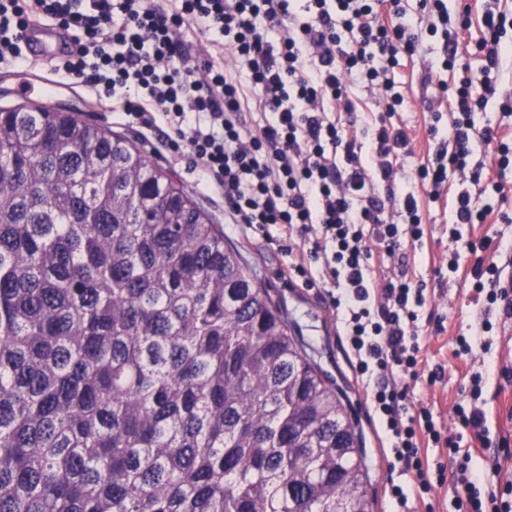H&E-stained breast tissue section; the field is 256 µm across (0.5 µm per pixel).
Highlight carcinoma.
Instances as JSON below:
<instances>
[{"mask_svg": "<svg viewBox=\"0 0 512 512\" xmlns=\"http://www.w3.org/2000/svg\"><path fill=\"white\" fill-rule=\"evenodd\" d=\"M0 183V512H371L335 385L173 174L30 103Z\"/></svg>", "mask_w": 512, "mask_h": 512, "instance_id": "cac0c4a2", "label": "carcinoma"}]
</instances>
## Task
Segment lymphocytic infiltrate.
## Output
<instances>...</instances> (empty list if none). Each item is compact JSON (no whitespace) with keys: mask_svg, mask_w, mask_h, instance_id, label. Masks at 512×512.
<instances>
[{"mask_svg":"<svg viewBox=\"0 0 512 512\" xmlns=\"http://www.w3.org/2000/svg\"><path fill=\"white\" fill-rule=\"evenodd\" d=\"M413 16L401 0H308L299 19L293 0H0V63L27 65L22 34L32 23L53 20L73 32V48L62 68L78 84L111 101L132 126L160 132L170 152L188 155L204 189L224 202L232 223L246 226L288 257L282 269L316 291L348 346L346 358L362 384L391 448L388 471L408 484L387 481L385 491L406 508L407 488L430 492L453 482L456 512H512V482L483 484L471 461L506 454L493 439L479 398L481 375L470 378L465 400L453 408L456 433L434 412L416 406L418 381L436 383L443 366H429L419 341L416 310L425 303L422 285L406 270L375 282L373 248L405 263L403 240L422 243L425 232L414 196L379 197L370 173L394 185L390 156L407 152L411 139L398 125L370 127L367 148L331 120L326 100L353 111L347 87L358 82L378 92V103L395 113L403 102L394 66L414 55L424 36L443 39V68L461 65V34L471 27L472 7L449 13L446 0H419ZM485 32L478 48L486 61L479 76L448 90L449 140L429 125L434 162L421 167L434 198L452 212L451 235L459 251L448 261L460 269L473 257L471 287L488 310L512 318V278L495 260L501 243L490 236L464 237V224L507 221L500 208L512 183V124L482 127L496 89L491 76L512 66V15L499 0H484ZM189 25L214 34L213 49L191 62L175 32ZM277 29L271 50L264 27ZM269 111L252 123L251 104ZM469 175L497 196L479 203L457 189L454 177ZM447 449L454 475L430 466L423 450Z\"/></svg>","mask_w":512,"mask_h":512,"instance_id":"1","label":"lymphocytic infiltrate"}]
</instances>
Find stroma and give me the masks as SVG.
<instances>
[{
    "mask_svg": "<svg viewBox=\"0 0 512 512\" xmlns=\"http://www.w3.org/2000/svg\"><path fill=\"white\" fill-rule=\"evenodd\" d=\"M441 52L442 40L436 36L426 38L422 54L401 57L407 84L402 90L404 104L394 118L395 124L407 127L413 140L412 154L398 157L396 161V192L401 196L409 193L415 197L425 224L423 245L416 246L408 241L403 244L408 255L409 277L426 285V303L417 310L422 346L430 363H439L445 368L442 383L431 386L420 382L414 389V397L431 406L443 418H450L452 407L461 398V389L467 384L469 375L489 371L490 376L483 388L487 427L491 436L512 441V319L497 318L495 329L488 337V349L479 352L476 358L467 362L454 358L452 352L456 336L482 318L485 304L477 299L463 276L441 279L436 274L437 268L447 263L456 243L449 233L448 212L431 198L430 186L421 179L419 169L428 161L425 136L433 122L432 115L436 112L444 115L448 111V100L440 86L453 83L460 77L459 71L438 67ZM58 105L75 110L80 117L93 118L102 127L130 139L151 160L172 171L219 224L225 241L240 250L280 305L293 333L304 342L313 362L335 383L362 434L369 477L367 489L373 512H390L392 505L382 495L387 464L381 456L365 394L354 379L324 305L314 295L281 277L285 256L276 246L264 244L257 236L248 235L244 227L227 223L222 201L201 192L188 158L172 157L161 135L144 137L140 130L126 125L112 111L89 112L78 96H62Z\"/></svg>",
    "mask_w": 512,
    "mask_h": 512,
    "instance_id": "1",
    "label": "stroma"
}]
</instances>
